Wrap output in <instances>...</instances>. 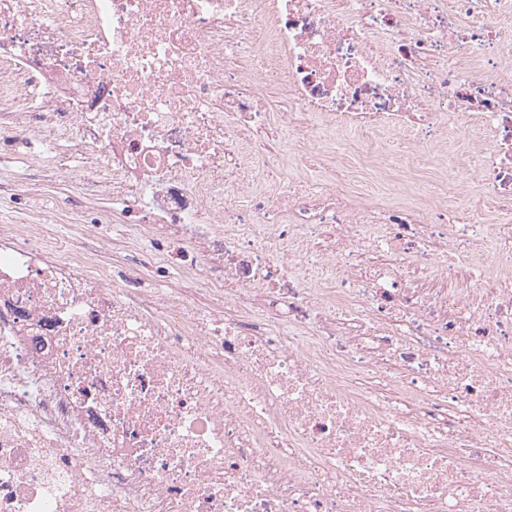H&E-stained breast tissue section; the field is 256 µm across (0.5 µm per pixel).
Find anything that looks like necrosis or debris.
<instances>
[{"label": "necrosis or debris", "instance_id": "4bbe7bcc", "mask_svg": "<svg viewBox=\"0 0 512 512\" xmlns=\"http://www.w3.org/2000/svg\"><path fill=\"white\" fill-rule=\"evenodd\" d=\"M510 19L0 0V141L72 142L178 275L0 224V512H512ZM492 191L483 183L473 179L470 183V190L468 196L465 198L467 203L471 205L483 206L485 203V223L493 224L496 222L497 214L492 207L490 196Z\"/></svg>", "mask_w": 512, "mask_h": 512}]
</instances>
